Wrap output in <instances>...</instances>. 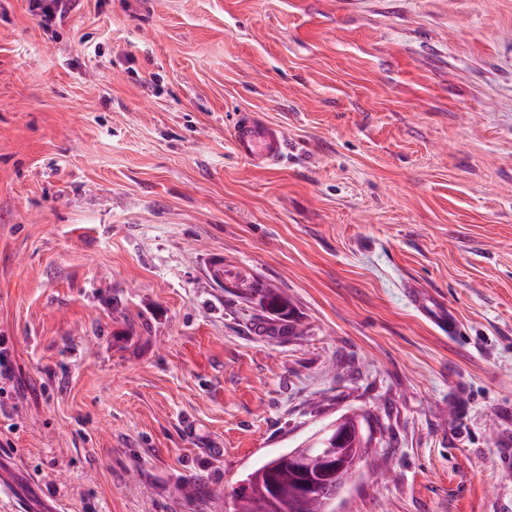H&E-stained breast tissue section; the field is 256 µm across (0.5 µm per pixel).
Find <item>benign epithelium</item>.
<instances>
[{
    "label": "benign epithelium",
    "mask_w": 512,
    "mask_h": 512,
    "mask_svg": "<svg viewBox=\"0 0 512 512\" xmlns=\"http://www.w3.org/2000/svg\"><path fill=\"white\" fill-rule=\"evenodd\" d=\"M362 441L358 421L342 417L333 421L313 435L301 445L288 450V465L297 474L309 471L308 460L312 454H317L322 469L336 478V488L328 484L301 483L297 492V501L311 496V491L318 492L323 509H328L336 499L339 490L360 469L364 459L356 452V446Z\"/></svg>",
    "instance_id": "obj_1"
}]
</instances>
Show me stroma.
<instances>
[{"instance_id": "obj_1", "label": "stroma", "mask_w": 512, "mask_h": 512, "mask_svg": "<svg viewBox=\"0 0 512 512\" xmlns=\"http://www.w3.org/2000/svg\"><path fill=\"white\" fill-rule=\"evenodd\" d=\"M1 336L0 512H217L351 412L337 512H512V0H0ZM75 0H32L33 8L39 10L41 23L49 27L56 20L64 21L74 9ZM235 153L256 167L279 164L285 150L283 129L258 119L251 113L239 114L233 130ZM413 298L416 305L422 309L431 320L440 324L448 331V337L453 338L460 334V323L452 312H446V310L436 307V305L423 294H416Z\"/></svg>"}]
</instances>
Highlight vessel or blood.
I'll list each match as a JSON object with an SVG mask.
<instances>
[{"label": "vessel or blood", "instance_id": "b4317fda", "mask_svg": "<svg viewBox=\"0 0 512 512\" xmlns=\"http://www.w3.org/2000/svg\"><path fill=\"white\" fill-rule=\"evenodd\" d=\"M233 146L236 154L252 165L268 167L279 164L285 150V134L280 126L262 121L250 113L239 114L233 130ZM416 305L434 322L447 330L449 337L460 334L456 316L442 310L425 295H415Z\"/></svg>", "mask_w": 512, "mask_h": 512}]
</instances>
